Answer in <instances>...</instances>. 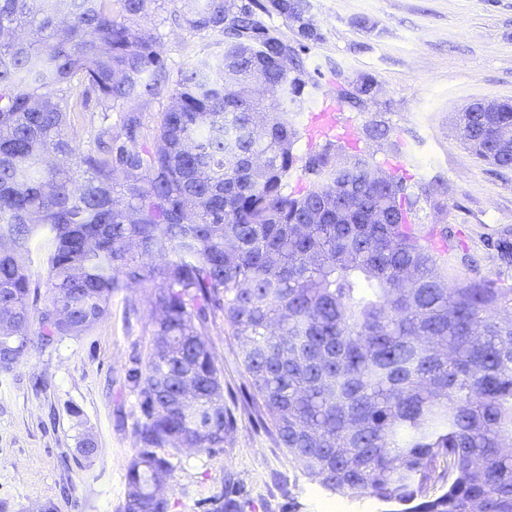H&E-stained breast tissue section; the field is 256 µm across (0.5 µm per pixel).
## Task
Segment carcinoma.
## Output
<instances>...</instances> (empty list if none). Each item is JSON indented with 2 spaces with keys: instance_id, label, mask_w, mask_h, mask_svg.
I'll use <instances>...</instances> for the list:
<instances>
[{
  "instance_id": "1",
  "label": "carcinoma",
  "mask_w": 512,
  "mask_h": 512,
  "mask_svg": "<svg viewBox=\"0 0 512 512\" xmlns=\"http://www.w3.org/2000/svg\"><path fill=\"white\" fill-rule=\"evenodd\" d=\"M182 2L222 49L178 73L152 147L132 109L83 151L71 113L130 105L166 77L159 38L130 25L148 0H0V370L88 334L115 290L150 281L152 348L129 375L145 420L119 512H172L157 491L172 456L224 447L219 312L253 405L309 482L397 512H512V287L446 258L448 228L420 223L444 208L425 186L340 140L294 154L301 61L266 19L315 42L307 0ZM257 78L280 98L254 96ZM372 85L337 96L358 108ZM453 121L475 158L512 169L511 100ZM298 171L309 186L285 193ZM494 245L511 263L512 231ZM213 512L242 505L220 496Z\"/></svg>"
}]
</instances>
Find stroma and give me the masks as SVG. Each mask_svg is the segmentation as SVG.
Listing matches in <instances>:
<instances>
[{
  "mask_svg": "<svg viewBox=\"0 0 512 512\" xmlns=\"http://www.w3.org/2000/svg\"><path fill=\"white\" fill-rule=\"evenodd\" d=\"M180 0H153L142 28L159 36L170 74L217 52L220 35L174 23ZM321 38L304 44L292 22L269 20L271 32L297 48L312 103L297 118L294 152L318 150L307 129L338 83L371 76L374 94L357 109L340 108L336 124L353 130L364 154L409 182H433L442 212L425 223L447 226L460 251L474 256L480 275L512 286V264L490 241L512 229V170L477 162L451 125L475 98L512 100V0H308ZM381 121L391 140H368L365 125ZM152 283L112 296L110 313L92 332L32 351L0 372V512H118L125 474L139 446L143 421L132 369L144 368L153 338ZM214 358L224 370V401L234 429L222 450L186 448L174 458L166 491L174 512H211L212 497L234 491L244 512H385L364 496L330 495L288 462L266 416L252 406L239 343L223 316L209 327ZM97 453L85 459L84 437Z\"/></svg>",
  "mask_w": 512,
  "mask_h": 512,
  "instance_id": "35a3bbf8",
  "label": "stroma"
}]
</instances>
